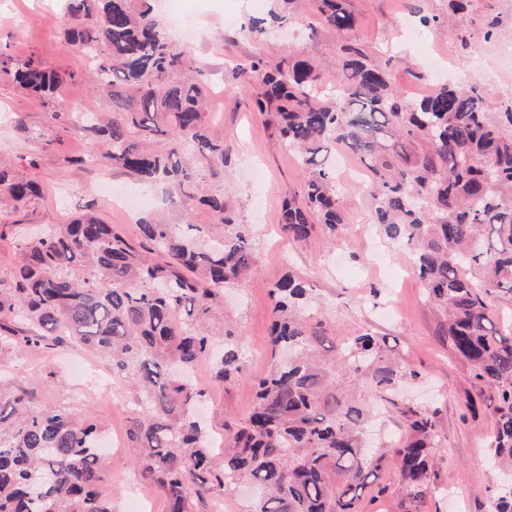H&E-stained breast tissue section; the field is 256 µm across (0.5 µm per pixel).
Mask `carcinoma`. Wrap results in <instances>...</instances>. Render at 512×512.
<instances>
[{
    "label": "carcinoma",
    "mask_w": 512,
    "mask_h": 512,
    "mask_svg": "<svg viewBox=\"0 0 512 512\" xmlns=\"http://www.w3.org/2000/svg\"><path fill=\"white\" fill-rule=\"evenodd\" d=\"M323 25L342 37L328 67L336 81L302 59L275 63L257 57L232 76L262 75L255 105L295 151L303 172L299 191L282 205L281 228L294 243L316 226L331 238L349 223L338 202L331 151L359 158L368 172L366 195L374 223L409 249L428 300L444 312L448 339L488 388L497 465L512 469V323H498L491 300L512 298V98L492 119L481 92L441 84L406 101L391 80L392 60L377 61L357 35L345 0H315ZM471 0H448L445 15L420 23L453 29ZM66 40L91 57L94 87L112 97L103 126L54 112L61 132L90 128L102 136L100 159L148 184H161L185 217L207 207L224 225L206 247L163 219L139 221L140 245L93 215L46 228L20 243V260L0 280V345L56 349L87 345L108 355L112 373L144 392L146 417L129 432L142 477L155 482L166 512H190L193 496L248 478L262 496L252 512H364L362 490L382 456L365 452L368 409L353 402L347 379L381 399L420 372L390 361L384 338L370 332L321 349L323 320L307 311L310 288L289 272L270 289L272 351L290 357L256 380L252 409L230 437L221 462L194 420L205 390L195 364L214 348L213 325L224 309V288L256 271L252 239L232 216L226 191L207 194L197 176L224 174L231 158L209 135L205 87L185 78L182 52L157 18L152 0H67ZM293 19L290 10L249 23L268 30ZM0 72L25 90L51 98L59 74L31 56L14 61L0 47ZM162 139L167 150L145 144ZM0 186L13 205L40 196L35 178L0 168ZM224 354L215 379L237 382L244 356L234 331L222 329ZM33 387L0 386V512H112L100 494L106 476L101 427L64 408H39ZM408 434L398 458L401 512H421L436 484L432 454L441 435L437 413L391 402ZM493 512H512V487L497 490Z\"/></svg>",
    "instance_id": "cac0c4a2"
}]
</instances>
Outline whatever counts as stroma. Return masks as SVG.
Listing matches in <instances>:
<instances>
[{
    "instance_id": "stroma-1",
    "label": "stroma",
    "mask_w": 512,
    "mask_h": 512,
    "mask_svg": "<svg viewBox=\"0 0 512 512\" xmlns=\"http://www.w3.org/2000/svg\"><path fill=\"white\" fill-rule=\"evenodd\" d=\"M154 10L166 24L191 13L195 35L179 40V47L202 73L206 113L212 137L231 149L233 164L224 171L232 186L230 206L237 223L250 230L257 257L251 280L225 291L224 321L239 334L246 363L244 379L215 382V357L202 358L194 375L206 389L200 418L209 432L212 453L223 458L228 438L254 404V379L274 365L268 327L272 314L271 285L293 271L306 278L319 305L328 336L334 340L368 330L386 340L385 354L420 372L419 383L404 387L393 402L417 403L437 410L441 446L433 470L439 492L430 496L423 512H490L495 489L512 483L491 462L488 436L494 425L487 392L470 377L467 364L454 352L444 329V317L428 301L415 276L411 253L383 236L378 226L359 233L369 218V202L356 186L363 173L358 160L345 156L336 174L342 184L340 207L351 219L336 240L315 233L297 246L281 231L280 211L288 193L297 191L302 173L295 155L276 135L255 107L257 80L233 79V67L258 56L296 57L324 65L340 40L335 30L319 25L314 0H302L300 16L291 28L268 38L247 33L251 19L266 16L273 0H153ZM357 18V32L378 56H396L391 77L404 99L428 94V52L456 58L462 84L477 87L490 112L512 93V54L496 60L498 77L488 81L473 67L471 58L489 53L483 41L487 14L499 16L498 40L512 43V13L502 0H475L472 10L458 21V36L438 35L433 44L413 36L419 14L441 15L447 0H347ZM71 25L65 0H0V45L15 61L40 57L66 79L52 99L28 93L11 77L0 74V158L14 174L36 176L44 193L16 212L0 213V279H7L19 258L14 224L26 236L51 224H66L93 212L116 225L128 238L137 239L139 214L110 203L101 191L104 182L144 192L150 214L161 195L143 190L136 178L105 162L84 163L87 155L102 151L100 137L91 131L58 135L52 119L56 112H75L89 118L111 111L107 93L92 89L85 78L83 56L67 48L63 34ZM470 44L469 59L459 56L461 41ZM52 149H45V140ZM0 375L15 383L40 382V407L65 408L79 418L100 424L112 439L107 478L101 486L112 500L113 512H164L158 487L135 469L128 432L140 408V392L128 380L112 376L105 356L80 345L56 350H0ZM359 401L372 405L378 430L374 446L386 453L375 477L362 491L367 512H399L397 488L401 481L389 443L406 435L404 418L391 404L376 400L366 387Z\"/></svg>"
}]
</instances>
